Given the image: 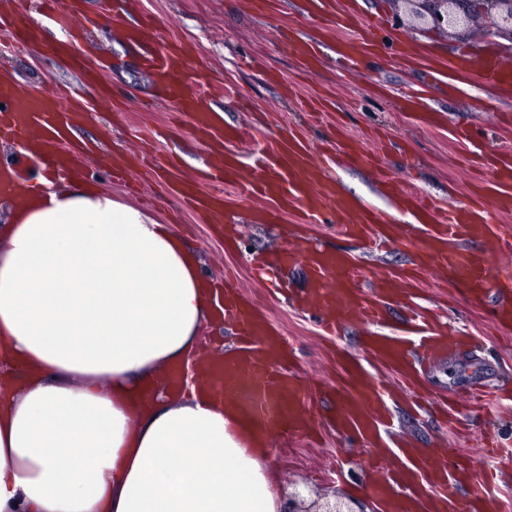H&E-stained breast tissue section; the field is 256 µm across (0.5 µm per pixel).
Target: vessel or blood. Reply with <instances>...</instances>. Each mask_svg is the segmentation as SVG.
Returning a JSON list of instances; mask_svg holds the SVG:
<instances>
[{
    "instance_id": "obj_1",
    "label": "vessel or blood",
    "mask_w": 512,
    "mask_h": 512,
    "mask_svg": "<svg viewBox=\"0 0 512 512\" xmlns=\"http://www.w3.org/2000/svg\"><path fill=\"white\" fill-rule=\"evenodd\" d=\"M310 2L326 25L342 29L352 26L351 8L341 5L340 0ZM38 4L43 17L69 32L68 39L48 43V50L78 71L85 83L98 86L101 98H108L110 90L102 77L109 64L90 58L83 48L81 35L94 22L85 12L83 0H38ZM361 28L357 40L340 42L337 50L349 71H359L364 59L383 45L398 57H408L406 40L389 34L382 19L362 22ZM127 39L141 49L143 63L153 72L162 96L175 101L179 112L191 117L193 132L210 156L202 174V180L210 185L205 192L198 189L196 181L183 177L167 156L151 158L152 169L163 177L168 192L176 199L206 216L209 223L220 224L224 221L223 188L231 185L245 194L277 200L276 208L257 212L258 222L281 223L293 209L310 223L330 210L335 212L343 234L390 240L392 227L384 216L355 204L338 191L335 182L324 180L315 156L294 132L279 133L254 174L243 176V156L233 148L240 134L225 127L215 106L216 97L231 95V87L197 74L191 49L157 35L152 19L129 28ZM427 66L436 80L463 72L491 89L501 88L505 82L496 62H476L463 53L456 61L436 59L428 61ZM94 110L93 104L61 93L36 96L0 83V140L20 143L61 176H75L80 172L82 146L73 132ZM485 170L488 183L496 189L492 204L479 201L443 211L434 202L407 195L401 196L400 202L424 232L413 244L417 267L448 272L459 293L470 300L492 298L493 322L511 328L512 268L491 269L488 257L493 252H512V225L499 221L501 213L512 210V153L501 152ZM278 261L299 262L307 268L310 286L303 302L324 311L320 320L324 333L332 335L356 323L370 324L372 330L363 341L364 352L397 375L410 376L424 361L461 351L471 342L456 329L434 323L418 312L403 329L386 327L387 299L411 293L419 286L417 278L387 271L376 275L374 287L363 288L358 284L360 269L353 257L319 247L283 249ZM223 312L225 323L238 328L239 341L224 357L204 364V373L222 381L225 403L251 426L263 431L284 428L292 435L307 434L310 420L306 384L292 365L280 361L284 337L267 315L238 296L229 281L224 284ZM340 369L342 381L328 387L336 402L334 425L337 433L356 434L375 449L377 466L388 477L373 490L383 499L386 512H487L491 490L470 489L471 460L463 449L436 448L428 454L420 448H385L382 432L387 418L386 385L367 372L357 357H341Z\"/></svg>"
}]
</instances>
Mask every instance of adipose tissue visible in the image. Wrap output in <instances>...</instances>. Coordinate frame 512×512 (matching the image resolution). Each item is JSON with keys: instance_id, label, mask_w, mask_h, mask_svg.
<instances>
[{"instance_id": "obj_1", "label": "adipose tissue", "mask_w": 512, "mask_h": 512, "mask_svg": "<svg viewBox=\"0 0 512 512\" xmlns=\"http://www.w3.org/2000/svg\"><path fill=\"white\" fill-rule=\"evenodd\" d=\"M1 202L0 512H279L267 434L157 380L216 315L198 254L78 178Z\"/></svg>"}]
</instances>
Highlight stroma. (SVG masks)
Segmentation results:
<instances>
[{
    "instance_id": "1",
    "label": "stroma",
    "mask_w": 512,
    "mask_h": 512,
    "mask_svg": "<svg viewBox=\"0 0 512 512\" xmlns=\"http://www.w3.org/2000/svg\"><path fill=\"white\" fill-rule=\"evenodd\" d=\"M272 2V11L262 13L255 0H140L126 23L131 26L141 16H151L162 36L194 46L205 72L238 88L241 102L229 100L221 107L225 124L247 134L240 146L245 164H252V152L266 150L281 129L294 128L320 151L334 134L359 139L367 161L348 164L332 151L322 154L321 164L344 195L389 213L395 223L407 224L408 213L385 194L378 178L382 167L402 183L404 191L446 208L470 203L480 195L469 170L481 163L483 153L512 146L511 94L495 93L476 82L433 86L426 67L396 61L383 52L370 55L360 73H350L336 55V42L346 38V31L322 27L306 12L305 0ZM485 26L484 17L479 16L448 32L420 27L407 30L406 35L415 50L442 58L453 57L462 48L491 55L496 42L486 37ZM41 28L45 41L53 40L52 25L45 22ZM285 35L315 40L319 56L315 71H305L300 60L284 50L281 38ZM44 43L18 44L13 29L0 25V72L36 95L63 84L78 86L77 76ZM84 48L90 57L111 59L103 79L112 88L113 104L82 124L76 138L90 147L106 144L116 160L142 147L159 151L176 158L185 177L195 178L205 155L191 122L183 120L179 130H172L175 106L154 100L153 77L122 29L98 28L87 37ZM418 92L438 114V127L423 128L411 113L399 109L402 96ZM99 185L171 225L199 253L203 271L212 281L221 282L225 271H233L246 299L283 333L298 371L314 379H336L335 351L362 355L366 328L355 326L335 336L321 335L317 313L299 308L293 300L307 286L304 267L296 263L281 269L280 278L287 282L289 292L284 298L275 294L270 283L252 279L251 255L285 247L297 233L309 242L353 255L369 277L380 271L405 270L414 259L397 244L366 251L360 241L339 233L329 214L316 224L300 223L293 213L280 224L256 223L254 211L275 207V200L259 202L234 187L224 193V216L240 224L241 235L236 244L228 246L215 225L205 223L155 184L143 181L138 172H131L128 183L111 184L103 178ZM417 309L481 339L476 350L442 358L422 374L421 383L431 393L445 399L474 384L493 388L512 381V330L499 331L490 325L488 304L462 299L447 274L434 272L422 275L421 288L413 299L388 305V325L402 326ZM333 410V399L310 401L307 413L320 431L317 441L270 432L267 463L276 475L277 493L285 495L298 483L338 491L361 508L375 506L376 497L365 491L366 485L381 479L369 466L371 451L327 428L325 419ZM388 414L386 430L391 442L405 440L416 448L460 443L479 474L490 466L480 453L484 428H496L503 444L512 448V401L482 415H465L461 438L437 414L415 408L403 391L390 396Z\"/></svg>"
}]
</instances>
